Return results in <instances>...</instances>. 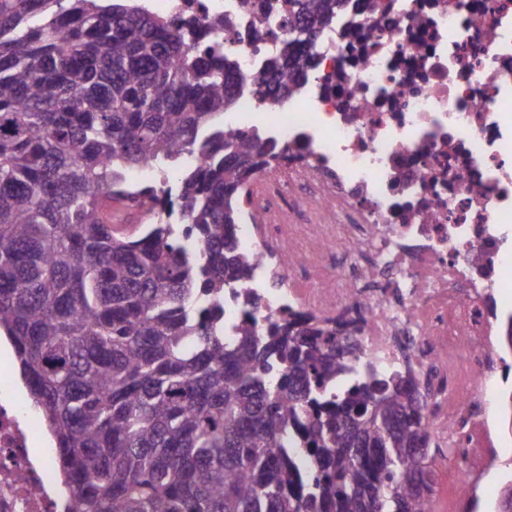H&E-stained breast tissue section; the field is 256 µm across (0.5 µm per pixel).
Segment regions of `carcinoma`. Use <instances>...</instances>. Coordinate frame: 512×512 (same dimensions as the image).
I'll return each mask as SVG.
<instances>
[{
  "mask_svg": "<svg viewBox=\"0 0 512 512\" xmlns=\"http://www.w3.org/2000/svg\"><path fill=\"white\" fill-rule=\"evenodd\" d=\"M347 5L288 0L246 81L222 18L209 41L145 0H0V332L67 512H429L408 375L360 364L333 322L299 312L224 338V289L251 274L243 196L286 156L224 132V113L246 82L260 103L291 93ZM183 155L196 164L177 187H128V169ZM112 198L150 223H112Z\"/></svg>",
  "mask_w": 512,
  "mask_h": 512,
  "instance_id": "cac0c4a2",
  "label": "carcinoma"
}]
</instances>
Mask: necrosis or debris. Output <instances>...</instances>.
I'll list each match as a JSON object with an SVG mask.
<instances>
[{
    "label": "necrosis or debris",
    "mask_w": 512,
    "mask_h": 512,
    "mask_svg": "<svg viewBox=\"0 0 512 512\" xmlns=\"http://www.w3.org/2000/svg\"><path fill=\"white\" fill-rule=\"evenodd\" d=\"M205 26L229 18L256 74L239 0H148ZM310 73L257 107L242 91L228 132L266 133L284 166L250 187L236 238L252 258L224 293V333L294 310L335 320L362 360L409 371L425 406L433 494L470 512L498 461L499 308L512 264V0H363L327 28ZM25 390L0 381V512H62L34 453Z\"/></svg>",
    "instance_id": "necrosis-or-debris-1"
}]
</instances>
